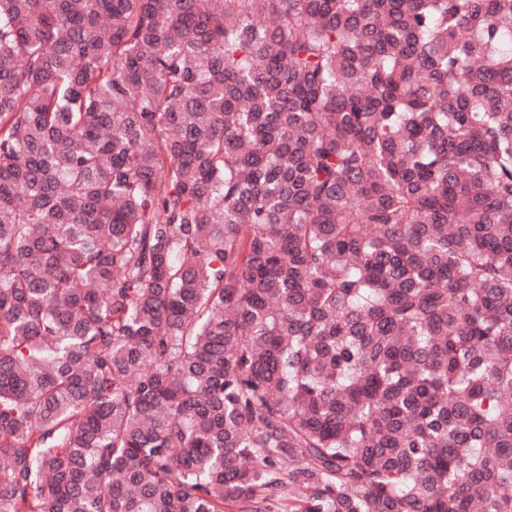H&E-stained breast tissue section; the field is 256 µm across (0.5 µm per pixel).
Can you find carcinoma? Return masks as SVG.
<instances>
[{
    "label": "carcinoma",
    "instance_id": "1",
    "mask_svg": "<svg viewBox=\"0 0 512 512\" xmlns=\"http://www.w3.org/2000/svg\"><path fill=\"white\" fill-rule=\"evenodd\" d=\"M0 512H512V0H0Z\"/></svg>",
    "mask_w": 512,
    "mask_h": 512
}]
</instances>
